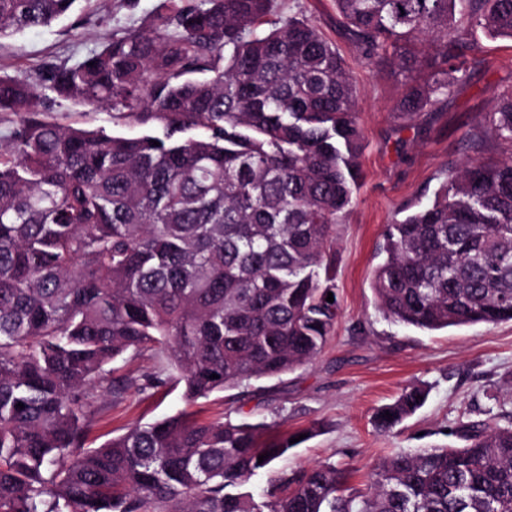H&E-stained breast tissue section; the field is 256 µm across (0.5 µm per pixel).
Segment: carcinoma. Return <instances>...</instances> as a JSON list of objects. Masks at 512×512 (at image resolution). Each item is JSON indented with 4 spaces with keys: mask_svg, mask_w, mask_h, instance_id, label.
<instances>
[{
    "mask_svg": "<svg viewBox=\"0 0 512 512\" xmlns=\"http://www.w3.org/2000/svg\"><path fill=\"white\" fill-rule=\"evenodd\" d=\"M76 2L0 0V38ZM335 4L355 50L401 78L408 117L466 82L473 30L512 40V0ZM271 11L160 0L147 27L81 61L0 75V113L17 116L0 137V512H512V424L462 423L461 446L394 452L365 495L325 462L283 473L260 502L246 484L292 444L259 442L256 424L178 413L83 449L98 387L157 390L176 372L201 398L308 364L334 328L336 228L361 178L357 89L313 23ZM49 92L161 134L60 125ZM497 100L465 148L507 157L449 170L387 226L371 288L394 323L512 321V90ZM128 352L159 364L115 385L105 368ZM425 397L406 387L378 427Z\"/></svg>",
    "mask_w": 512,
    "mask_h": 512,
    "instance_id": "1",
    "label": "carcinoma"
}]
</instances>
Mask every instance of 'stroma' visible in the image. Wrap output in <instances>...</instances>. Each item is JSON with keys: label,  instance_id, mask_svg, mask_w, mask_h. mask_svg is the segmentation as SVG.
Wrapping results in <instances>:
<instances>
[{"label": "stroma", "instance_id": "35a3bbf8", "mask_svg": "<svg viewBox=\"0 0 512 512\" xmlns=\"http://www.w3.org/2000/svg\"><path fill=\"white\" fill-rule=\"evenodd\" d=\"M157 3L78 0L68 17L51 26L1 38L0 74L21 78L44 60L82 59L104 40L146 27ZM272 15L314 23L340 49L358 91L365 147L357 203L336 240L335 327L311 363L274 378L194 400L186 399L183 384L174 380L156 392L97 398L85 445L98 447L134 425L179 412L196 420L258 423L263 439L298 435L302 441L271 470L253 477L248 490L267 489L282 472L332 462L346 470L347 488L366 492L375 465L388 454L455 443L454 431L463 422H512V322L423 332L385 319L371 289L378 249L395 212L406 204L429 203L449 169L471 159L464 134L494 111L498 91L512 88V41L474 30L476 52L467 82L433 113L408 119L393 109L400 80L351 48L334 0H273ZM48 117L116 135L140 133L116 123L111 110L67 100L55 101ZM410 384L427 388L425 404L392 430H379L377 409Z\"/></svg>", "mask_w": 512, "mask_h": 512}]
</instances>
